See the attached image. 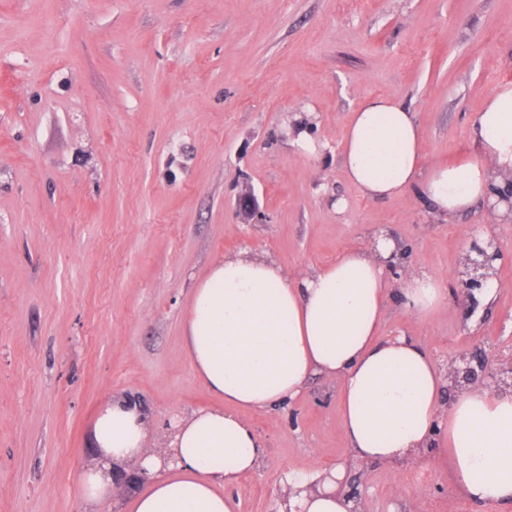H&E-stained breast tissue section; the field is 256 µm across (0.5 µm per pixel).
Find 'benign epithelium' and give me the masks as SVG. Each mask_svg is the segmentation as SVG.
Segmentation results:
<instances>
[{"label":"benign epithelium","mask_w":512,"mask_h":512,"mask_svg":"<svg viewBox=\"0 0 512 512\" xmlns=\"http://www.w3.org/2000/svg\"><path fill=\"white\" fill-rule=\"evenodd\" d=\"M406 251L395 246L387 271L394 279L405 272L403 261ZM503 248L493 235L474 234L466 245L461 266L456 273L452 287L455 305L464 318H470L478 305V295L482 294L488 282L498 279ZM450 386L448 394L458 393L471 386H480L494 395L512 394V361L502 356H489L483 352L473 354L463 352L456 355L449 366Z\"/></svg>","instance_id":"obj_1"}]
</instances>
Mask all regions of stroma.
I'll return each mask as SVG.
<instances>
[{
    "mask_svg": "<svg viewBox=\"0 0 512 512\" xmlns=\"http://www.w3.org/2000/svg\"><path fill=\"white\" fill-rule=\"evenodd\" d=\"M508 84L512 0H0V512H131L148 485L136 463L105 504L76 487L94 422L136 400L161 448L175 414L221 406L184 323L227 256L299 277L383 228L448 290L467 237L493 234L506 262L492 305L466 321L448 297L418 319L391 291L378 336L441 366L511 349L512 224L481 201L441 217L412 192L367 199L341 156L352 113L391 97L421 126L424 164L472 158L469 129ZM300 119L316 155L288 136ZM249 420L265 458L228 488L234 512H276L285 471L327 463L367 512H512L465 499L434 448L355 460L325 376Z\"/></svg>",
    "mask_w": 512,
    "mask_h": 512,
    "instance_id": "35a3bbf8",
    "label": "stroma"
}]
</instances>
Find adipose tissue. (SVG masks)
<instances>
[{
	"instance_id": "adipose-tissue-1",
	"label": "adipose tissue",
	"mask_w": 512,
	"mask_h": 512,
	"mask_svg": "<svg viewBox=\"0 0 512 512\" xmlns=\"http://www.w3.org/2000/svg\"><path fill=\"white\" fill-rule=\"evenodd\" d=\"M476 156L422 169L421 130L400 102L373 98L353 112L343 140L348 180L368 199L417 193L439 215L494 196L512 174V86L492 93L470 128ZM387 233L376 248L354 247L312 273L288 278L247 252L217 262L194 291L185 322L192 366L224 408L175 417L162 450L147 445L137 402L117 398L98 414L99 453L78 486L101 502L113 470L136 462L148 481L132 512H234L224 489L261 466L265 449L248 413L297 399L311 374L338 386L341 424L358 459L394 464L440 447L457 490L468 500L512 504V395L471 388L444 404L446 371L405 336L381 340ZM404 311H440L443 288L413 271L401 280ZM341 469H291L281 480L291 512H351L338 493Z\"/></svg>"
}]
</instances>
